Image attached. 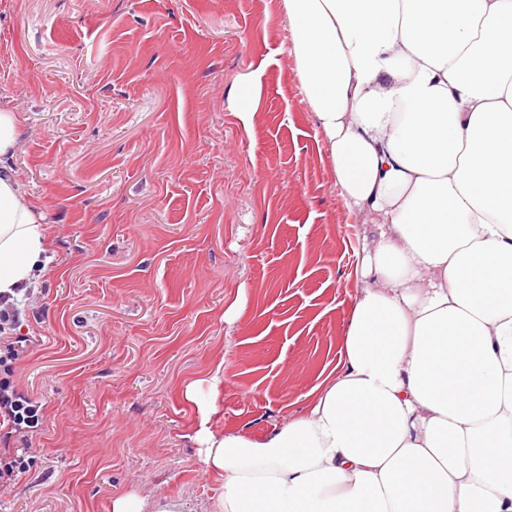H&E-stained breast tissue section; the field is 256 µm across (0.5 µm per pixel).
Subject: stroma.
<instances>
[{
    "label": "stroma",
    "instance_id": "35a3bbf8",
    "mask_svg": "<svg viewBox=\"0 0 512 512\" xmlns=\"http://www.w3.org/2000/svg\"><path fill=\"white\" fill-rule=\"evenodd\" d=\"M0 108L24 121L9 164L53 256L12 330L31 344L9 382L42 418L0 442L28 459L0 512H110L131 489L206 505L224 480L198 461L185 384L222 368L224 433L305 414L359 287L363 220L280 0H0ZM260 95V81L254 76L244 80L238 88L236 95L235 112L243 122L249 120V116Z\"/></svg>",
    "mask_w": 512,
    "mask_h": 512
}]
</instances>
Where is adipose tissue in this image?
<instances>
[{
    "label": "adipose tissue",
    "instance_id": "adipose-tissue-1",
    "mask_svg": "<svg viewBox=\"0 0 512 512\" xmlns=\"http://www.w3.org/2000/svg\"><path fill=\"white\" fill-rule=\"evenodd\" d=\"M297 74L335 185L369 226L342 363L302 417L252 439L184 397L223 475L211 512H512V0H284ZM0 295L51 257L7 166ZM111 512H193L129 491Z\"/></svg>",
    "mask_w": 512,
    "mask_h": 512
}]
</instances>
